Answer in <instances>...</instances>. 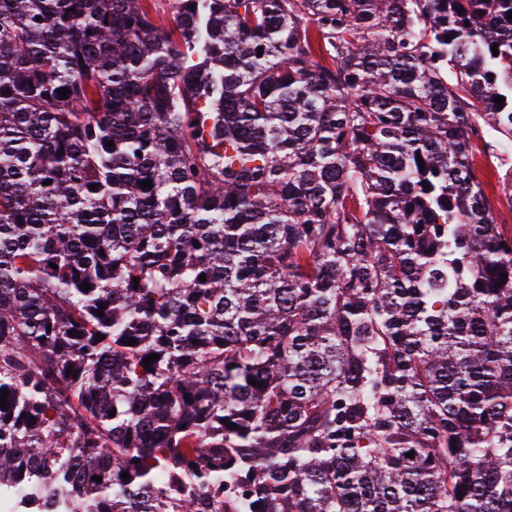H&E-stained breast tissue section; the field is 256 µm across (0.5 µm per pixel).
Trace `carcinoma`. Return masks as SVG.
Returning a JSON list of instances; mask_svg holds the SVG:
<instances>
[{"mask_svg":"<svg viewBox=\"0 0 512 512\" xmlns=\"http://www.w3.org/2000/svg\"><path fill=\"white\" fill-rule=\"evenodd\" d=\"M169 2L0 0V512H512V0ZM474 142L473 163L491 200L494 220L512 209V152L503 149L498 134L489 128Z\"/></svg>","mask_w":512,"mask_h":512,"instance_id":"carcinoma-1","label":"carcinoma"}]
</instances>
